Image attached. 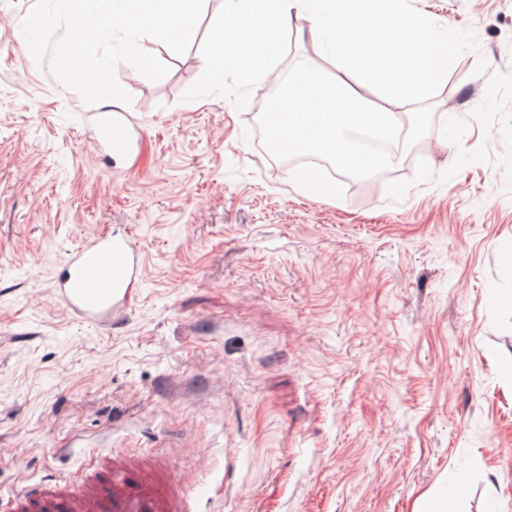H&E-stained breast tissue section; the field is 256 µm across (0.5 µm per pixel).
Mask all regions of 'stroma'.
Wrapping results in <instances>:
<instances>
[{
    "mask_svg": "<svg viewBox=\"0 0 512 512\" xmlns=\"http://www.w3.org/2000/svg\"><path fill=\"white\" fill-rule=\"evenodd\" d=\"M413 2L512 73V0ZM35 3L0 0V499L121 450L162 456L191 512H429L457 471L459 512L512 501V187L501 124L472 116L481 54L451 66L435 129L395 144L385 176L316 198L256 132L296 58L342 76L308 20L288 22L287 55L245 109L183 99L220 0L183 55L143 38L168 76L119 63L131 105L89 106L32 58ZM103 112L137 129L131 150L98 152ZM450 117L468 123L461 145L438 128ZM483 144L490 161L388 196L418 161L439 174ZM108 233L148 276L96 329L53 285L69 250Z\"/></svg>",
    "mask_w": 512,
    "mask_h": 512,
    "instance_id": "obj_1",
    "label": "stroma"
}]
</instances>
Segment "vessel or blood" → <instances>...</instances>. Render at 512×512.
Masks as SVG:
<instances>
[{"mask_svg":"<svg viewBox=\"0 0 512 512\" xmlns=\"http://www.w3.org/2000/svg\"><path fill=\"white\" fill-rule=\"evenodd\" d=\"M101 143L107 150L127 149L133 133L121 119L102 114ZM145 281L139 252L125 238L102 235L69 250L55 280L60 303L79 320L110 325L127 310ZM182 484L158 457L110 453L78 483L48 480L14 494L0 512H186Z\"/></svg>","mask_w":512,"mask_h":512,"instance_id":"b4317fda","label":"vessel or blood"}]
</instances>
